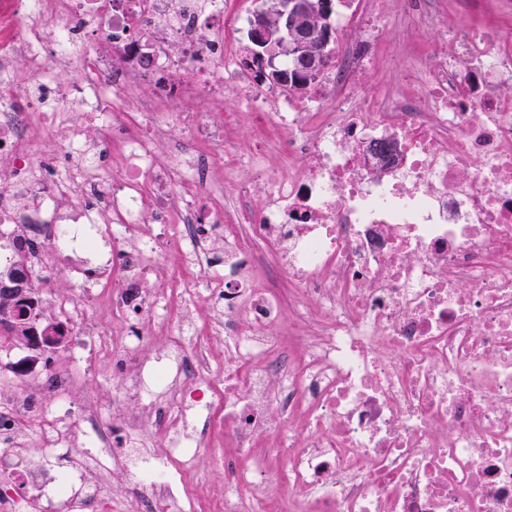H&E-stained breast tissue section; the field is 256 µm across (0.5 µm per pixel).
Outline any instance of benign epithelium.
Returning <instances> with one entry per match:
<instances>
[{
	"label": "benign epithelium",
	"instance_id": "benign-epithelium-1",
	"mask_svg": "<svg viewBox=\"0 0 512 512\" xmlns=\"http://www.w3.org/2000/svg\"><path fill=\"white\" fill-rule=\"evenodd\" d=\"M304 15L303 0L281 2V27L285 30L290 27L294 29V38L286 43L285 49L288 54L307 61L310 66L320 67L331 59L327 47L333 34L332 11H327L321 27L311 25ZM277 36L278 31L270 28L261 15L253 16L249 29V37L254 45L253 53L263 55L266 43ZM0 295L9 300V307L0 311V340L11 342L16 323H25L27 335L22 340L30 355L18 370L28 373L41 358L67 342L69 329L63 323L46 316L37 289L30 287L28 270L20 262L12 267L10 273L0 277Z\"/></svg>",
	"mask_w": 512,
	"mask_h": 512
}]
</instances>
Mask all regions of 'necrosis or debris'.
Instances as JSON below:
<instances>
[{
	"label": "necrosis or debris",
	"mask_w": 512,
	"mask_h": 512,
	"mask_svg": "<svg viewBox=\"0 0 512 512\" xmlns=\"http://www.w3.org/2000/svg\"><path fill=\"white\" fill-rule=\"evenodd\" d=\"M511 8L495 0L484 23L453 31L452 50L406 56L409 82L358 106L390 23L385 0H369L353 17L363 40L305 96L245 90L254 117L287 130L290 169L231 152L264 187L234 237L208 157L169 137L187 98L221 99L244 78L224 50V0H0V245L40 225L32 276L62 260L77 275L75 296L56 302L71 370L35 399L0 377V467L33 487L22 509L0 492V512H193L187 476L218 425L244 457L258 436L287 437L276 512H512V34L494 23ZM103 28L142 81L102 53ZM124 99L141 122L118 136ZM52 152L73 164L46 183ZM104 152L117 167L96 164ZM257 242L298 305L322 310L284 350L279 297L252 279ZM173 250L189 273L182 308L215 298L224 311L203 349L196 324L172 322L168 294L149 288ZM107 285L109 331L91 322ZM143 319L169 337L155 361L142 355ZM221 344L234 348L225 368L211 353ZM104 355L140 411L105 415L73 397L74 372L95 374ZM147 424L166 453L146 452Z\"/></svg>",
	"instance_id": "4bbe7bcc"
}]
</instances>
